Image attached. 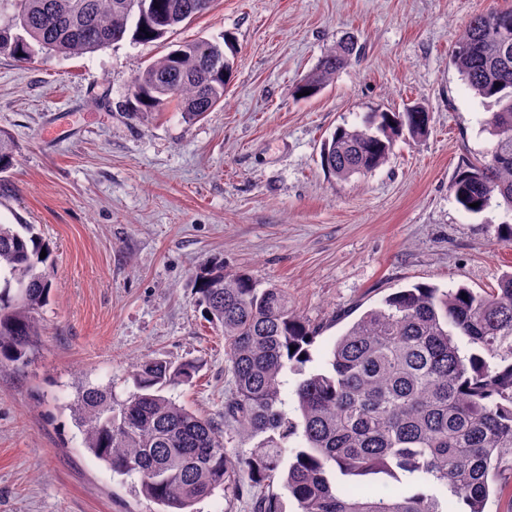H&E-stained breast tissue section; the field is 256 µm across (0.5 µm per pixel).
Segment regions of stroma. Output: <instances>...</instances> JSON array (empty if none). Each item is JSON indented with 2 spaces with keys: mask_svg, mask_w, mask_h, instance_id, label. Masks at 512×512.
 I'll return each instance as SVG.
<instances>
[{
  "mask_svg": "<svg viewBox=\"0 0 512 512\" xmlns=\"http://www.w3.org/2000/svg\"><path fill=\"white\" fill-rule=\"evenodd\" d=\"M512 0H214L165 41L79 56L0 53V128L17 146L0 179V221L48 244L50 300L25 366L0 373V512H156L137 479L84 446L72 403L84 386L126 397L138 359H198L179 403L223 421L224 338L192 276L220 259L287 291L318 328L307 370L387 295L415 284L476 292L512 271L498 205L466 212L449 186L492 136L493 100L452 64L468 18ZM231 38L222 107L194 124L174 109L146 124L123 103L131 79L173 45ZM363 47L317 97L295 88L337 41ZM428 112L426 136L398 140L384 166L336 180L325 136L373 109Z\"/></svg>",
  "mask_w": 512,
  "mask_h": 512,
  "instance_id": "obj_1",
  "label": "stroma"
}]
</instances>
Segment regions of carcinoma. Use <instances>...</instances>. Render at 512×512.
I'll use <instances>...</instances> for the list:
<instances>
[{
    "instance_id": "1",
    "label": "carcinoma",
    "mask_w": 512,
    "mask_h": 512,
    "mask_svg": "<svg viewBox=\"0 0 512 512\" xmlns=\"http://www.w3.org/2000/svg\"><path fill=\"white\" fill-rule=\"evenodd\" d=\"M204 2L0 0V52L26 61L38 52H95L127 38L164 40L205 15ZM230 44L185 41L149 63L129 84L128 118L147 123L172 106L192 124L223 105L234 67ZM359 55L357 43H338L296 92L317 96ZM452 63L497 110L485 118L491 149L468 161L449 191L468 212L497 198L512 214V8L493 6L469 19ZM428 120L417 106L370 112L324 139L321 165L339 181L364 176L389 160L399 137L424 135ZM16 152L11 133L0 129L1 174ZM44 247L33 225L0 222V371L24 365L40 336L50 291ZM193 288L224 336L233 382L224 420L241 439L257 440L253 450L232 452L218 423L166 395L195 382L201 365L193 359L144 358L131 370L134 391L126 398L88 386L75 408L84 446L112 473L137 476L157 512H194L218 491L226 498L242 493L244 478L269 486L283 477L298 512H485L490 483L512 489V272L491 295L413 285L386 296L337 338L325 366L307 375L316 331L285 290L261 288L224 270L222 261L200 267ZM462 342L469 353H461ZM290 371L302 375L294 388L297 421L281 396ZM293 438L301 442L291 448ZM377 478L405 491L366 496V482ZM252 509L283 512L273 492Z\"/></svg>"
}]
</instances>
